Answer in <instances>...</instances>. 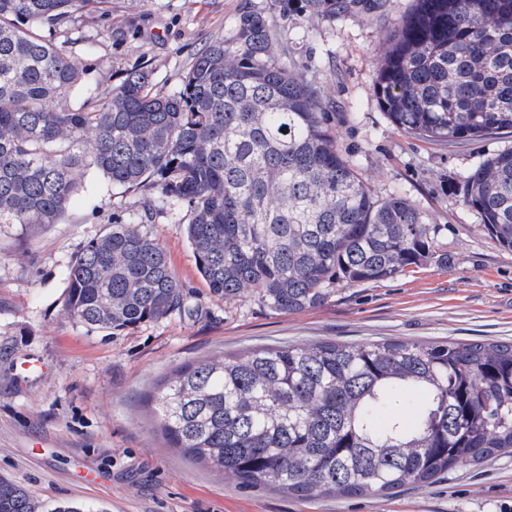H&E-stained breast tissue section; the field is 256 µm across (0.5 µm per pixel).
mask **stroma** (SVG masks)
Listing matches in <instances>:
<instances>
[{
	"label": "stroma",
	"instance_id": "1",
	"mask_svg": "<svg viewBox=\"0 0 512 512\" xmlns=\"http://www.w3.org/2000/svg\"><path fill=\"white\" fill-rule=\"evenodd\" d=\"M412 0L310 18L299 0H112L55 35L112 84L151 70L152 94L181 83L197 54L231 39L242 11L267 14L288 64L323 95L339 146L383 197L400 193L438 227L447 266L344 286L316 309L275 313L251 294L226 299L202 280L179 215L154 210L144 230L165 249L185 309L122 331L63 310L72 257L112 220L153 208L138 190L74 195L58 224L0 225V476L49 512H512V455L457 468L383 497L303 499L243 487L168 447L150 402L177 367L261 346L436 340L512 342V250L482 228L456 189L460 175L512 148V133L448 143L397 130L374 86L377 50Z\"/></svg>",
	"mask_w": 512,
	"mask_h": 512
}]
</instances>
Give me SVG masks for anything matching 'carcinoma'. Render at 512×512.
<instances>
[{"instance_id":"1","label":"carcinoma","mask_w":512,"mask_h":512,"mask_svg":"<svg viewBox=\"0 0 512 512\" xmlns=\"http://www.w3.org/2000/svg\"><path fill=\"white\" fill-rule=\"evenodd\" d=\"M334 17L346 0H303ZM112 0H0V224H58L102 174L184 213L211 293L294 313L337 287L448 264L438 227L381 197L342 152L320 92L288 66L265 14L244 11L180 86L133 70L96 92L47 35ZM376 93L409 135L512 133V0H413L378 48ZM484 231L512 249V149L458 181ZM117 219L71 259L64 309L121 331L180 310L183 285L141 225ZM166 443L254 488L301 498L391 495L512 454V344L409 341L255 347L174 370L153 397ZM0 512H42L0 478Z\"/></svg>"}]
</instances>
